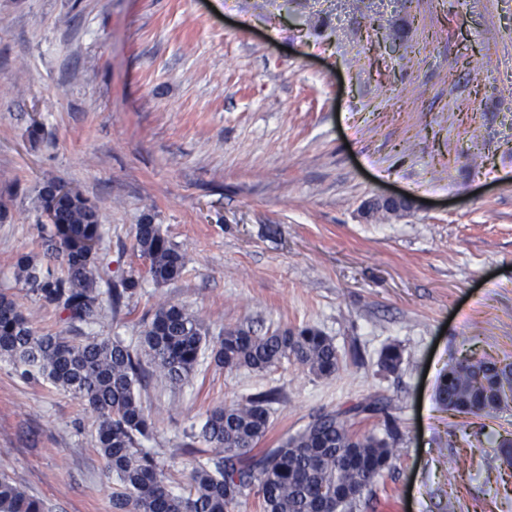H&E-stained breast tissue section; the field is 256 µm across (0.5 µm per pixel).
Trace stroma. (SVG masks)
<instances>
[{
  "instance_id": "obj_1",
  "label": "stroma",
  "mask_w": 512,
  "mask_h": 512,
  "mask_svg": "<svg viewBox=\"0 0 512 512\" xmlns=\"http://www.w3.org/2000/svg\"><path fill=\"white\" fill-rule=\"evenodd\" d=\"M49 178L97 207L112 281L144 267L143 218L187 254L95 334L137 343L165 301L214 336L310 326L341 356L329 378L204 358L188 385L148 382L146 445L178 491L195 466L183 432L215 406L279 392L263 450L379 396L399 437L356 512H512L496 448L512 410L436 400L449 363L512 362V0H0L2 292L16 256L41 252L29 197ZM407 194L409 212L364 214ZM390 344L394 374L378 364ZM94 420L0 361V472L48 512H116Z\"/></svg>"
}]
</instances>
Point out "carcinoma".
<instances>
[{
  "label": "carcinoma",
  "instance_id": "obj_1",
  "mask_svg": "<svg viewBox=\"0 0 512 512\" xmlns=\"http://www.w3.org/2000/svg\"><path fill=\"white\" fill-rule=\"evenodd\" d=\"M31 204L48 219L40 225L48 264L19 255L13 275L20 291L61 311L72 328L101 324L105 308L116 310L136 294L141 275L131 273L117 283L103 280L102 224L96 207L80 192L47 179ZM133 249L156 283L182 276L185 251L150 218L135 225ZM206 351L227 371H263L286 360L329 378L341 367L333 340L308 326L263 335L243 325L229 326L211 338L204 322L186 307L163 302L144 322L139 346L131 347L109 337L41 333L15 295L0 292V359L10 361L23 378L42 379L94 411L97 448L117 482L113 503L119 512H235L240 499L252 493L262 499L264 512H354L364 490L390 469L394 456L392 433L380 438L355 429L362 414L390 421L388 405L378 397L315 416L260 455L251 451L268 431L269 408L278 394L261 392L216 406L201 432L188 433L184 444L194 454L200 439L209 453L196 462L189 492H172L165 462L142 447L153 422L139 389L153 380L189 383ZM401 364L398 346L381 351L379 365L385 372L396 373ZM436 399L454 414L481 417L506 409L512 405V362H452L440 373ZM0 512H45V506L1 474Z\"/></svg>",
  "mask_w": 512,
  "mask_h": 512
}]
</instances>
